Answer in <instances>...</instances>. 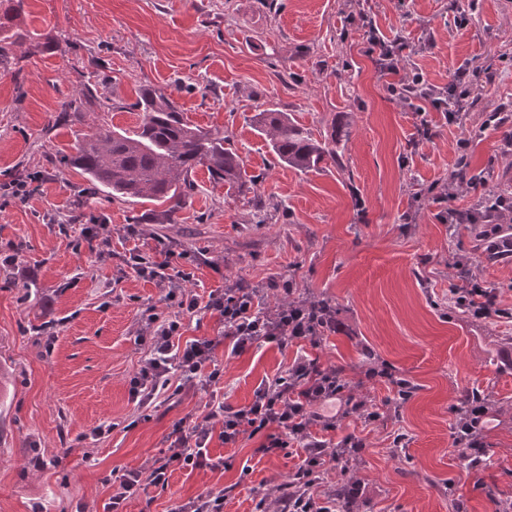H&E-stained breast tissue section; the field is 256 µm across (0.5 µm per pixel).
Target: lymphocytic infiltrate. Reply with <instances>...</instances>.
I'll use <instances>...</instances> for the list:
<instances>
[{
    "mask_svg": "<svg viewBox=\"0 0 512 512\" xmlns=\"http://www.w3.org/2000/svg\"><path fill=\"white\" fill-rule=\"evenodd\" d=\"M406 48L403 39L387 37L369 25L365 54L384 78L387 93L411 111L443 112L449 123H456L472 94L471 83L460 75L439 87L418 70L402 71ZM199 265L196 253H174L162 239L146 250L130 248L122 258L121 277L153 283L161 293L159 305L142 312L133 340L143 356L129 379L128 394L140 419L184 393L217 385L224 376L217 353L232 358L246 348L268 344L295 348L296 355L257 387L249 403L234 406L212 400L205 413L173 425L162 456L136 469L111 471L105 512H124L138 491L167 486L173 468L232 467V460L211 458L209 445L215 438L228 448L255 438L258 454L295 458L286 492L252 489V512H338L336 489L329 484L334 476L345 479L353 501H361L364 486L349 479L348 472L362 460L369 443L365 436L344 432L343 423L350 418L367 425L384 420L379 407L360 395V388L382 381L405 403L413 396L411 387L402 384L386 362L361 368L352 381L309 355V348L335 332L336 313L318 303L294 301L295 281L288 275L271 278L261 288L238 281L203 296L187 287ZM269 290L282 298L277 307L263 301ZM207 312L219 317L216 334L185 338L187 322Z\"/></svg>",
    "mask_w": 512,
    "mask_h": 512,
    "instance_id": "f902f5d3",
    "label": "lymphocytic infiltrate"
}]
</instances>
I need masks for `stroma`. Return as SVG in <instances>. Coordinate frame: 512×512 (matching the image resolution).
Here are the masks:
<instances>
[{
    "label": "stroma",
    "mask_w": 512,
    "mask_h": 512,
    "mask_svg": "<svg viewBox=\"0 0 512 512\" xmlns=\"http://www.w3.org/2000/svg\"><path fill=\"white\" fill-rule=\"evenodd\" d=\"M386 35L405 38L406 68L437 86L468 66L476 87L466 121L443 113L419 119L384 90L364 55L363 29L346 21V0H25L20 30L54 41L53 51L28 54L0 72V183L21 171L42 172L28 201L0 210V252L19 250L17 268L0 266V512H103L110 471L140 467L161 456L174 422L204 410L200 390L137 420L127 380L141 355L133 344L139 313L158 303L153 284L113 278L122 263L126 227L150 204L106 195L90 199L86 216L112 230L114 257L93 262L77 248L80 226L68 223L73 187L82 176H56L47 158L72 152L77 137L101 122L134 129V103L144 87L170 94L184 121L220 129L254 180L241 197L197 169L169 235L204 252L188 287L206 294L225 282L264 281L280 274L299 291L332 298L341 327L312 349L349 379L360 369V342L418 384L397 417L365 430L371 448L357 469L367 491L364 512H451L449 493L469 499L471 512H497L487 488L512 497V260L493 261L473 248L469 225L448 229L430 190L457 171L456 143L470 139L468 165L485 183L512 192V0H479L467 26L457 17L467 0H361ZM97 89L84 120L54 124L62 102L83 83ZM290 112L317 138L340 134L341 164L307 174L277 163L251 118L258 108ZM501 113V122H488ZM481 128L471 138L473 128ZM468 258L484 287L496 292L504 317L474 319L448 311L455 265ZM39 286L22 300L24 276ZM114 293H106V283ZM58 324L51 351L33 328ZM294 349L255 347L225 360L216 392L249 402L283 369ZM484 390L503 406L480 472L466 471L452 438L453 408L463 393ZM114 423L109 437L91 430ZM408 439L395 450L394 435ZM38 443L45 465L30 464ZM255 441L229 449L212 440V458L249 462L247 485L237 465L171 472L166 488L148 487L126 512H170L175 500L225 489L224 512H251V488L279 484L293 459L255 455Z\"/></svg>",
    "instance_id": "35a3bbf8"
}]
</instances>
